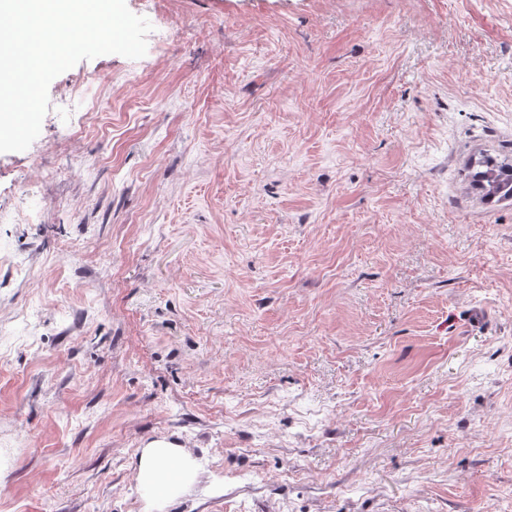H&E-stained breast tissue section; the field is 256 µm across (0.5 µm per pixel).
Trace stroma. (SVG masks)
<instances>
[{"label":"stroma","instance_id":"obj_1","mask_svg":"<svg viewBox=\"0 0 512 512\" xmlns=\"http://www.w3.org/2000/svg\"><path fill=\"white\" fill-rule=\"evenodd\" d=\"M126 5L0 153V512H512V0ZM470 178L487 199H512V163H498L491 156H483L469 165ZM196 470L190 454L167 440H154L146 444L139 458L136 479L147 497L169 499L177 496L195 478ZM164 485L163 495L153 489Z\"/></svg>","mask_w":512,"mask_h":512}]
</instances>
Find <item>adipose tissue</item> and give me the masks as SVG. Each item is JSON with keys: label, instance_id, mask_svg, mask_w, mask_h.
<instances>
[{"label": "adipose tissue", "instance_id": "obj_1", "mask_svg": "<svg viewBox=\"0 0 512 512\" xmlns=\"http://www.w3.org/2000/svg\"><path fill=\"white\" fill-rule=\"evenodd\" d=\"M196 470L190 454L175 443L154 440L146 444L139 458L136 479L145 493L163 486L164 498L180 494L195 478Z\"/></svg>", "mask_w": 512, "mask_h": 512}]
</instances>
